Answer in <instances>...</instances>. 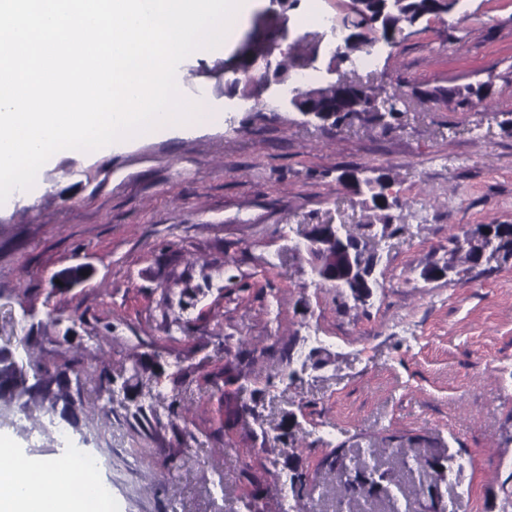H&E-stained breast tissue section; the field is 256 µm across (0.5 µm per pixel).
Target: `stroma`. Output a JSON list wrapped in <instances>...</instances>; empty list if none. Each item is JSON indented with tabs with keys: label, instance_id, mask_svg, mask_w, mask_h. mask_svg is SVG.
I'll list each match as a JSON object with an SVG mask.
<instances>
[{
	"label": "stroma",
	"instance_id": "1",
	"mask_svg": "<svg viewBox=\"0 0 512 512\" xmlns=\"http://www.w3.org/2000/svg\"><path fill=\"white\" fill-rule=\"evenodd\" d=\"M307 7L255 0L223 51L179 64L182 96L223 121L109 156L61 152L0 205V351L22 369L82 366L52 408L1 387L0 436L38 460L69 457L59 432L86 443L115 512H512V258L464 283L421 275L447 259L451 235L512 224V0H466L404 29L370 73L332 59L330 32L300 24ZM312 55L313 86L331 64L402 85L392 126L265 107L266 80L292 84ZM243 70L252 84L233 86ZM477 82L491 83L490 105L417 94ZM346 171L395 180L390 224L344 186ZM312 224L366 242L370 299L313 281L293 247ZM78 265L86 280L58 289ZM154 352L162 369L134 395ZM309 353L316 364L285 378L287 355ZM175 453L189 461L172 471ZM337 456L378 465L404 499L339 504ZM448 456L460 469L432 483L428 461ZM296 469L310 475L300 496Z\"/></svg>",
	"mask_w": 512,
	"mask_h": 512
}]
</instances>
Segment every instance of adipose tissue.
Here are the masks:
<instances>
[{"mask_svg":"<svg viewBox=\"0 0 512 512\" xmlns=\"http://www.w3.org/2000/svg\"><path fill=\"white\" fill-rule=\"evenodd\" d=\"M0 453L8 457L0 464V512H112L91 472H83L75 488L61 481L54 461L23 456L6 441Z\"/></svg>","mask_w":512,"mask_h":512,"instance_id":"ef3b65f1","label":"adipose tissue"}]
</instances>
